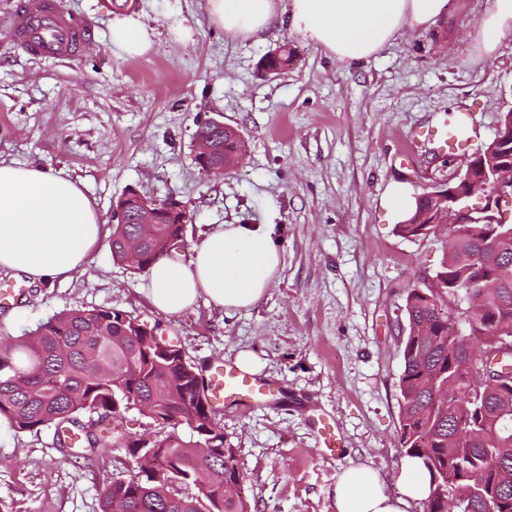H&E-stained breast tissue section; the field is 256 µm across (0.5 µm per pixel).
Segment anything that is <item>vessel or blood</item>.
Returning a JSON list of instances; mask_svg holds the SVG:
<instances>
[{
	"instance_id": "b4317fda",
	"label": "vessel or blood",
	"mask_w": 512,
	"mask_h": 512,
	"mask_svg": "<svg viewBox=\"0 0 512 512\" xmlns=\"http://www.w3.org/2000/svg\"><path fill=\"white\" fill-rule=\"evenodd\" d=\"M12 37L28 54L65 60L94 39L89 24L64 12L57 0H17L11 23ZM216 401H232L244 407L269 400L273 390L233 366L215 371L211 379Z\"/></svg>"
}]
</instances>
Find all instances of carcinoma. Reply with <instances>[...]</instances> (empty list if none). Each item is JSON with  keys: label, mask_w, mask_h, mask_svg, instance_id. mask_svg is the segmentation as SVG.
I'll use <instances>...</instances> for the list:
<instances>
[{"label": "carcinoma", "mask_w": 512, "mask_h": 512, "mask_svg": "<svg viewBox=\"0 0 512 512\" xmlns=\"http://www.w3.org/2000/svg\"><path fill=\"white\" fill-rule=\"evenodd\" d=\"M195 138L213 140L231 159L245 147L241 134L206 121ZM499 224H450L448 250L431 276L417 278L405 297L407 326L400 348L399 446L421 460L432 491L425 512H512V208ZM404 237L433 234L434 224H398ZM181 224H114L113 259L137 270L182 241ZM136 318L116 309L60 312L30 334L0 338V420L19 432L54 428L62 448L88 453L123 448L137 454L146 440L120 429L135 409L157 425L185 424L149 442L155 468L117 477L100 498V512H251L241 494L235 449L215 451L200 464L208 437L194 421L213 416L201 405L205 382L181 353L158 350ZM199 495L184 496V486Z\"/></svg>", "instance_id": "1"}]
</instances>
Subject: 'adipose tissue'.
Instances as JSON below:
<instances>
[{
    "label": "adipose tissue",
    "instance_id": "adipose-tissue-1",
    "mask_svg": "<svg viewBox=\"0 0 512 512\" xmlns=\"http://www.w3.org/2000/svg\"><path fill=\"white\" fill-rule=\"evenodd\" d=\"M211 20L244 40L272 28L300 34L336 62L371 60L399 35L429 30L448 14V0H208ZM512 33V0H493L473 39L484 54ZM111 40L127 56L152 46L137 18L113 20ZM109 228L79 182L33 164L0 161V270L44 285L71 279ZM282 248L270 224H221L189 260L165 257L147 269L145 296L161 314L205 301L224 313L254 306L273 283ZM430 479L417 459L403 461L394 485L372 467L345 469L334 489L335 512H410L426 501Z\"/></svg>",
    "mask_w": 512,
    "mask_h": 512
}]
</instances>
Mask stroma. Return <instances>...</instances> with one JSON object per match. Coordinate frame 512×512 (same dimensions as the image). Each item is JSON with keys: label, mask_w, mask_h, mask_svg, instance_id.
<instances>
[{"label": "stroma", "mask_w": 512, "mask_h": 512, "mask_svg": "<svg viewBox=\"0 0 512 512\" xmlns=\"http://www.w3.org/2000/svg\"><path fill=\"white\" fill-rule=\"evenodd\" d=\"M58 3L95 31L70 63L22 51L8 32L15 0H0V160L70 176L105 221L131 190L176 199L189 213L175 251L185 261L216 225H276L283 264L250 309L228 315L201 302L160 314L143 294L144 272L114 261L104 242L66 282L1 270L0 286L21 294L0 304V336L35 330L63 310L112 308L159 326L207 376L239 350L255 351L276 402L214 406L251 512H334L337 477L359 463L393 481L404 458L405 290L439 267L445 243L400 236L389 191L419 193L448 177L426 146L447 114L469 121L461 160L488 144L512 109V33L489 58L469 37L491 0H449L446 22L351 67L285 29L228 39L207 0H136L130 13L152 29L153 47L131 58L112 45L121 12L111 0ZM181 28L187 39L176 38ZM284 43L293 65L262 76V57ZM212 119L246 144L219 177L194 159L197 124ZM412 135L422 147L407 165ZM318 418L339 449L326 448ZM136 470L135 459L109 449L65 462L52 429L18 432L0 420V512H100L113 477Z\"/></svg>", "instance_id": "obj_1"}]
</instances>
